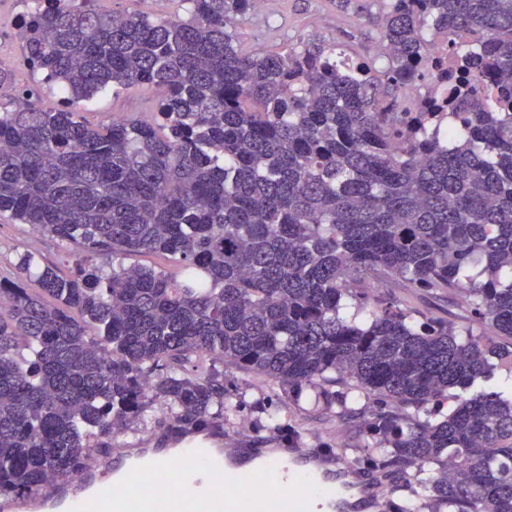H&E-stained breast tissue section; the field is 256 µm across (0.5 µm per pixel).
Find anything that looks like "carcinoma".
Masks as SVG:
<instances>
[{
    "instance_id": "obj_1",
    "label": "carcinoma",
    "mask_w": 512,
    "mask_h": 512,
    "mask_svg": "<svg viewBox=\"0 0 512 512\" xmlns=\"http://www.w3.org/2000/svg\"><path fill=\"white\" fill-rule=\"evenodd\" d=\"M34 2L25 58L68 102L163 96L102 127L30 88L0 110V214L78 250L0 278V494L79 477L158 400L178 436L230 418L236 390L185 369L204 355L351 423L371 468L405 475L390 512H512V384L476 389L512 371V0H387L383 70L320 40L242 52L256 0ZM429 33L451 36L435 58ZM135 253L182 278L96 263ZM140 1L145 3H138ZM98 6L107 12L137 10L154 18L170 17L179 12L176 0H98ZM383 291L389 290L400 297H407L415 305L420 308H428L431 316L438 318H448V312L458 313V304L448 298H442L441 300H429L421 298L420 296H409L402 288H381Z\"/></svg>"
}]
</instances>
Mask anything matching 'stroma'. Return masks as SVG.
I'll return each mask as SVG.
<instances>
[{"label": "stroma", "instance_id": "obj_1", "mask_svg": "<svg viewBox=\"0 0 512 512\" xmlns=\"http://www.w3.org/2000/svg\"><path fill=\"white\" fill-rule=\"evenodd\" d=\"M26 0H0V65L13 72L12 88L0 90V106L9 107L14 91L19 87L33 89L40 105L47 110L61 106L56 88L44 83L41 75L28 67L22 44L16 38L20 16L26 12ZM380 8L378 0H352L341 7L337 0H279L275 11L264 16H250L235 23L238 45L243 52L281 51L296 47L300 42L319 39L342 45L354 57H377L380 30L369 20ZM158 89L139 85L120 95H106L79 110L91 124H109L113 113L138 117L151 111ZM30 251L49 264L67 267L73 259L72 248L46 236H34L30 225L20 224L9 215L0 216V275L12 276L20 253ZM225 380L231 381L238 393L239 408L235 416L223 424V447L252 448L257 441L267 447L279 448L288 442L290 430L300 434L301 447L333 449L340 454L360 458L362 438L342 418L314 407L312 391H303L299 405H292L285 389H270L261 379L228 368ZM168 410L163 403H153L146 422H132L117 430L113 445L129 448H168L172 440L164 434ZM362 486L375 492L382 482L380 473L362 462L357 470Z\"/></svg>", "mask_w": 512, "mask_h": 512}]
</instances>
